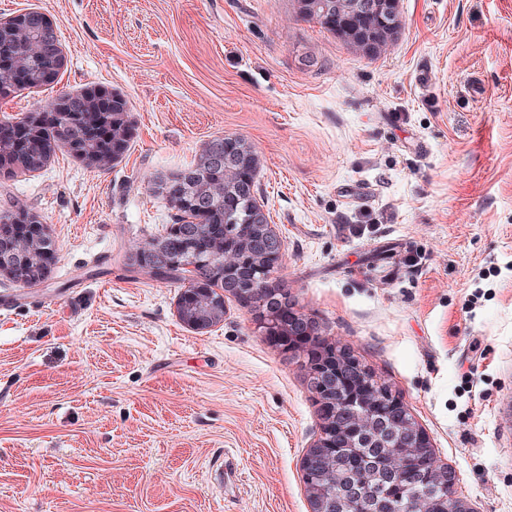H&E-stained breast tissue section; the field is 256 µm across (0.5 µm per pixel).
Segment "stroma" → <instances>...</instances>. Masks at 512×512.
I'll return each instance as SVG.
<instances>
[{"mask_svg":"<svg viewBox=\"0 0 512 512\" xmlns=\"http://www.w3.org/2000/svg\"><path fill=\"white\" fill-rule=\"evenodd\" d=\"M61 36L62 87L128 101L134 141L0 181L40 216L46 281L0 276V512H310L305 370L224 295L123 256L173 212L153 184L236 135L283 246L274 282L399 394L471 512H512V0H400L371 59L290 0H0Z\"/></svg>","mask_w":512,"mask_h":512,"instance_id":"1","label":"stroma"}]
</instances>
